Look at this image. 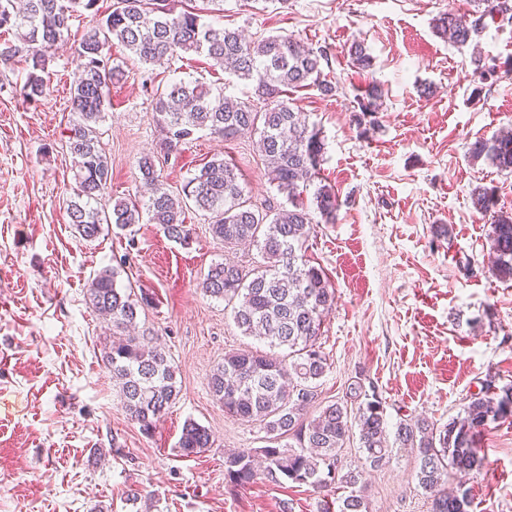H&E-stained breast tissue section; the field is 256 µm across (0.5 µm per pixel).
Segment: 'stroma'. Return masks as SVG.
Here are the masks:
<instances>
[{
  "instance_id": "obj_1",
  "label": "stroma",
  "mask_w": 512,
  "mask_h": 512,
  "mask_svg": "<svg viewBox=\"0 0 512 512\" xmlns=\"http://www.w3.org/2000/svg\"><path fill=\"white\" fill-rule=\"evenodd\" d=\"M471 12L472 0H224L223 23L261 38L292 34L323 49L335 96L290 91L324 145L321 172L341 201L335 223H319L307 254L326 271L335 305L325 322L330 369L319 400H343L354 380L374 387L388 423L424 418L441 425L457 416L486 378L512 386V278L493 264L494 217L475 210L471 191L494 190L512 212V174L474 158L475 141L512 128V23L491 22L463 46L437 34L448 9ZM71 34L49 65L51 100L22 104L24 81L0 63V512H321L322 497L306 485L264 480L239 489L224 481V452L260 448L259 427L224 412L208 378L233 349H256L223 301L205 295L211 264L257 261L256 249L226 248L206 221L188 212L192 239L183 245L141 219L109 227L92 241L71 224L65 200L75 182L64 131L75 46ZM364 42L368 70L345 50ZM109 53L125 70L112 86L100 125L112 161L107 204L141 200L138 161L162 155L154 122L152 78L222 82L224 93L255 104L250 85L217 78L205 56L149 67L120 44ZM497 64V80L480 83L474 57ZM379 85L374 126L354 120L353 102ZM242 135L228 140L196 133L169 158L164 179L181 190L214 156L237 164L252 200L278 207ZM119 267L117 284L145 297L140 330L158 337L177 368L181 391L151 433L124 412L102 360V320L87 298L100 270ZM209 429L213 444L182 456L187 419ZM485 467L466 476L470 512H512V418L489 423L481 440ZM343 468L367 482L369 512H429L414 481L411 454L366 468L357 439L341 453ZM142 497H127L129 486Z\"/></svg>"
}]
</instances>
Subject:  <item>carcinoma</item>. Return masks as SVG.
I'll list each match as a JSON object with an SVG mask.
<instances>
[{
  "label": "carcinoma",
  "mask_w": 512,
  "mask_h": 512,
  "mask_svg": "<svg viewBox=\"0 0 512 512\" xmlns=\"http://www.w3.org/2000/svg\"><path fill=\"white\" fill-rule=\"evenodd\" d=\"M98 0H0V30L14 32L16 42L0 46V61L26 64L23 99L37 103L51 93L48 64L54 47L69 33L71 21L89 14L88 28L74 52L75 79L70 91V118L66 147L74 163L75 188L67 200L71 224L85 240L96 238L104 224L124 230L140 221L145 209L149 221L168 238L186 243L192 228L186 212H201L210 220L212 235L233 248L257 247L261 260L250 268L231 261L212 264L202 280L204 292L224 301L241 334L268 346V350L230 351L213 369L208 385L224 412L265 432L266 445L224 455V480L244 488L263 479L274 484L291 481L325 492L348 489L339 501H324L322 512H368L363 472L343 471L340 452L350 436L372 469L389 462L393 448L414 456V479L431 504V512H469L471 490L448 483L453 473L474 474L484 468L480 441L486 426L512 415V387L502 393L488 380L469 398L462 413L438 426L425 419H402L388 429L382 398L356 381L346 398L308 411L317 401L320 380L330 364L321 338L332 312L335 293L324 270L306 255V241L317 210L326 224L336 223L339 209L334 188L321 177L322 142L306 116L285 98L288 88H315L324 96L336 94V83L323 74L327 55L314 51L288 34L256 40L239 31L206 22L201 15L176 9L173 0H116L112 10L99 13ZM474 11L452 10L436 28L448 42L466 44L498 17L512 20L509 0H473ZM118 41L134 60L155 65L168 57L203 54L213 71L229 69L252 85L259 105L246 106L203 82L175 79L153 90L155 120L164 133L166 154H176L195 133L233 138L257 135L255 149L269 183L285 196L287 205L259 207L246 195L235 164L214 157L197 169L183 194L170 191L152 156L138 162L150 189L142 205L102 204L112 181V165L100 143V124L109 103L110 88L123 77L111 63L106 46ZM473 154L483 156L502 172L512 173V132L475 143ZM315 186L313 204L298 191L299 183ZM474 205L482 212L496 206L493 190L476 187ZM493 249L498 271L512 277V213L498 215L493 227ZM118 271L105 268L88 283L89 303L110 325L112 340L103 359L119 388L122 408L148 433L175 404L179 393L176 367L165 350L149 336H134L141 301L117 287ZM285 438L295 444H281ZM212 446L209 430L185 421L179 448L186 457Z\"/></svg>",
  "instance_id": "1"
}]
</instances>
